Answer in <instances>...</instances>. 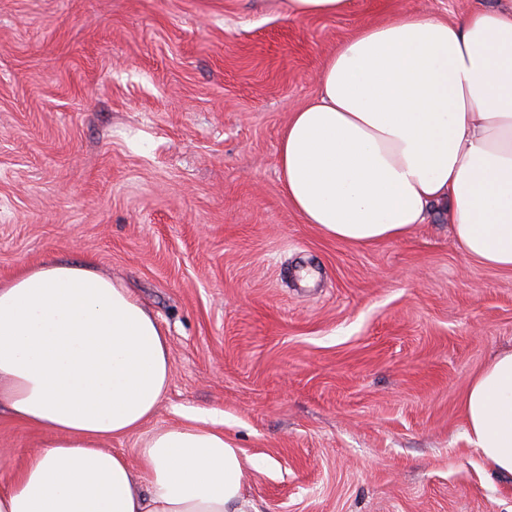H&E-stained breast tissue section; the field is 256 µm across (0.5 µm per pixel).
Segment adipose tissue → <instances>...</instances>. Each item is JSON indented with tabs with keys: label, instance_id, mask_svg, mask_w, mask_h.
I'll use <instances>...</instances> for the list:
<instances>
[{
	"label": "adipose tissue",
	"instance_id": "1",
	"mask_svg": "<svg viewBox=\"0 0 512 512\" xmlns=\"http://www.w3.org/2000/svg\"><path fill=\"white\" fill-rule=\"evenodd\" d=\"M289 18L349 0H264ZM292 112L278 169L292 208L357 246L404 238L434 207L469 258L512 271V8L362 28ZM171 380L167 338L128 288L46 262L0 284V403L53 433L0 488V512H244L238 448L205 420L151 433L142 479L103 440L141 429ZM468 443L512 476V351L469 382Z\"/></svg>",
	"mask_w": 512,
	"mask_h": 512
}]
</instances>
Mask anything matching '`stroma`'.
<instances>
[{
	"label": "stroma",
	"mask_w": 512,
	"mask_h": 512,
	"mask_svg": "<svg viewBox=\"0 0 512 512\" xmlns=\"http://www.w3.org/2000/svg\"><path fill=\"white\" fill-rule=\"evenodd\" d=\"M292 19L257 0H0V282L92 263L163 328L172 380L144 430L206 419L239 448L250 512H512L464 435L471 377L512 349V271L446 213L365 247L290 206L280 135L328 55L404 10ZM0 411V477L51 441Z\"/></svg>",
	"instance_id": "35a3bbf8"
}]
</instances>
